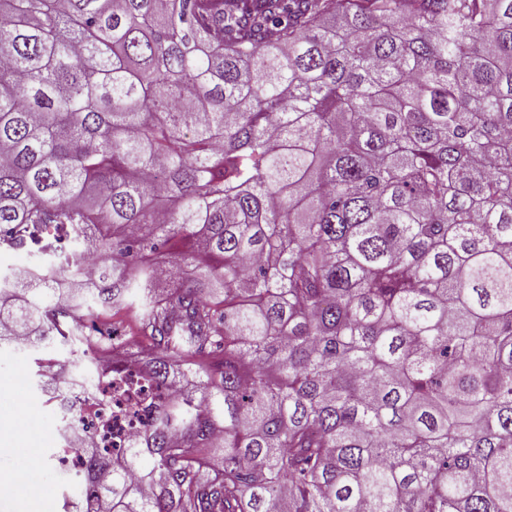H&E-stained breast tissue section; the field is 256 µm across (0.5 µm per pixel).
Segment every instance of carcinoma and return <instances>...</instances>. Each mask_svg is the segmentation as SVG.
<instances>
[{"instance_id":"obj_1","label":"carcinoma","mask_w":512,"mask_h":512,"mask_svg":"<svg viewBox=\"0 0 512 512\" xmlns=\"http://www.w3.org/2000/svg\"><path fill=\"white\" fill-rule=\"evenodd\" d=\"M0 246L42 391L151 346L63 512H512V0H0Z\"/></svg>"}]
</instances>
